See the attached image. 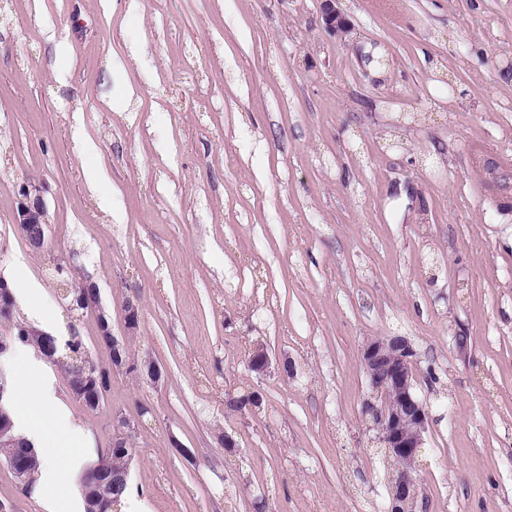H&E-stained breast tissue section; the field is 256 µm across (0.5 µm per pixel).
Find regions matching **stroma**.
<instances>
[{"label": "stroma", "mask_w": 512, "mask_h": 512, "mask_svg": "<svg viewBox=\"0 0 512 512\" xmlns=\"http://www.w3.org/2000/svg\"><path fill=\"white\" fill-rule=\"evenodd\" d=\"M338 6L344 40L319 0H0V276L39 282L52 334L110 367L49 269L70 262L115 335L138 303L131 354L163 371L113 370L91 412L50 362L8 356L57 401L15 419L69 465L49 511L0 463V512H84L80 473L122 419L120 512H387L361 350L392 336L428 414L418 512H512V0ZM29 181L47 255L13 222ZM249 388L261 410L226 414ZM338 1L320 0V14L325 30L342 40L346 39L352 28L344 13L337 7Z\"/></svg>", "instance_id": "1"}]
</instances>
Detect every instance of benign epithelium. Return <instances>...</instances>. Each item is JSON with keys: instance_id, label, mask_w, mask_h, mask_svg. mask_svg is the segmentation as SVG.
Here are the masks:
<instances>
[{"instance_id": "1", "label": "benign epithelium", "mask_w": 512, "mask_h": 512, "mask_svg": "<svg viewBox=\"0 0 512 512\" xmlns=\"http://www.w3.org/2000/svg\"><path fill=\"white\" fill-rule=\"evenodd\" d=\"M338 0H320L321 20L325 30L341 39L352 31L344 13L337 7ZM18 225L31 228V235L40 239L47 232V208L42 187L26 183L21 188V198L14 216ZM139 307L126 306L125 335L112 336L113 369L124 366L123 351L128 337L139 327ZM415 352L410 342L402 336L376 338L362 349V361L371 387V399L365 410L370 415L373 429L386 455L398 462L399 474L389 490V512H416L418 484L414 476L416 463L427 428V413L418 398L413 384L412 357ZM123 431L112 441V447L128 451L132 447V432L127 421H118Z\"/></svg>"}]
</instances>
